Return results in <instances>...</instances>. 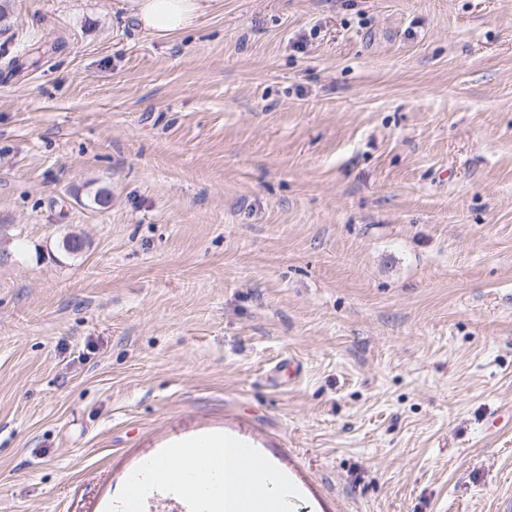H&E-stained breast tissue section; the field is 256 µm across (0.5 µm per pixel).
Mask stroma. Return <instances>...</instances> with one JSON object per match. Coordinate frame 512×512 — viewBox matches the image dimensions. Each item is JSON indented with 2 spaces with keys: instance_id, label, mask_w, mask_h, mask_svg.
Masks as SVG:
<instances>
[{
  "instance_id": "obj_1",
  "label": "stroma",
  "mask_w": 512,
  "mask_h": 512,
  "mask_svg": "<svg viewBox=\"0 0 512 512\" xmlns=\"http://www.w3.org/2000/svg\"><path fill=\"white\" fill-rule=\"evenodd\" d=\"M8 22L0 512H105L213 432L283 465L295 512H502L512 0H224L164 40L119 0Z\"/></svg>"
}]
</instances>
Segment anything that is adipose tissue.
<instances>
[{"label": "adipose tissue", "mask_w": 512, "mask_h": 512, "mask_svg": "<svg viewBox=\"0 0 512 512\" xmlns=\"http://www.w3.org/2000/svg\"><path fill=\"white\" fill-rule=\"evenodd\" d=\"M142 36L164 39L193 28L198 21L223 8L224 0H121Z\"/></svg>", "instance_id": "adipose-tissue-1"}]
</instances>
